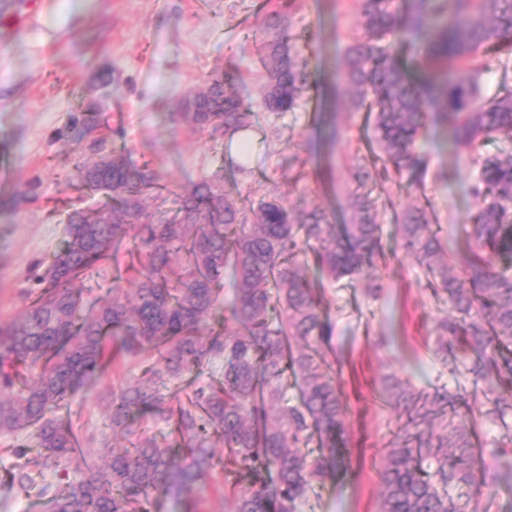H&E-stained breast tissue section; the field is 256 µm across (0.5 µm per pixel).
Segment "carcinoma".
Instances as JSON below:
<instances>
[{
    "instance_id": "carcinoma-1",
    "label": "carcinoma",
    "mask_w": 512,
    "mask_h": 512,
    "mask_svg": "<svg viewBox=\"0 0 512 512\" xmlns=\"http://www.w3.org/2000/svg\"><path fill=\"white\" fill-rule=\"evenodd\" d=\"M360 36L347 48L344 81L352 105L368 107L371 142L382 170L358 164L349 206L352 223H330L325 212L300 209L294 223L279 198L250 199L221 172L190 188L163 184L157 173L118 152L76 166L77 177L112 206L68 214V240L38 275L21 316L0 325V432L34 430L36 447L13 449L7 483L44 496L45 472L89 466L71 427L47 417L82 384L98 375L107 350L139 357L157 352L137 383L112 397L109 419L127 446L77 486L54 493L49 512H138L152 493L206 485L219 465L212 442L224 443L250 492L231 512H300L315 486L346 468L340 373L325 352L335 325L323 313L299 258L311 250L333 281L352 278L389 259L373 189L408 173L421 190L428 164L418 141L428 123L450 125L460 153L488 138L512 142V91L489 101L478 92L482 53L512 66V0H356ZM410 51L420 72L391 52ZM264 106L284 112L300 105L312 86L308 62L285 59L276 43L260 44ZM234 72L212 71L184 99L180 119L212 136L233 138L251 127V112L233 92ZM471 193L474 247L457 258L431 228L424 207L401 209L398 234L405 256L443 292L455 314L438 326L432 354L453 361L457 389L415 392L401 384L383 393L405 423L390 443L381 471V512H485L475 460L478 427L508 426L512 418V154L475 156ZM153 202L148 208L147 201ZM138 264L113 280L109 301L89 314L74 282L101 262H117L128 243ZM136 281L134 301L121 288ZM232 295L223 301L224 283ZM224 321H214L219 309ZM238 326L228 329L227 322ZM305 342L302 347L292 342ZM220 360L224 379L195 389L174 408L171 385ZM300 390L288 401V380ZM482 397L489 408L475 411ZM173 423L179 447L163 448L143 422ZM318 438L322 452L305 451ZM462 485L474 493L462 499Z\"/></svg>"
}]
</instances>
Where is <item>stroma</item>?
Returning a JSON list of instances; mask_svg holds the SVG:
<instances>
[{
	"mask_svg": "<svg viewBox=\"0 0 512 512\" xmlns=\"http://www.w3.org/2000/svg\"><path fill=\"white\" fill-rule=\"evenodd\" d=\"M267 10L265 0H36L17 35L14 18L0 13V162L11 166L10 177L0 179V320L23 312L27 290L65 244L67 214L89 195L75 177L76 165L118 150L185 187L219 169L226 140L176 119L183 100L216 69L238 73L236 92L253 113L249 149L230 173L243 193L275 194L285 204L325 211L331 223H348L353 170L378 162L366 138V112L338 92L345 51L360 34L356 4L295 0L284 9L282 50L302 53L315 83L290 112L263 106L256 47L266 36ZM79 118L94 132L78 137ZM419 149L429 161L424 190L405 181L378 199L383 242L394 254L364 271L380 282L379 292L331 281L311 264L303 268L335 324L349 467L310 491L301 512H379L380 470L399 425L379 393L395 382L426 391L456 388L453 367L429 352L452 305L434 293L412 259L398 256L393 205L425 206L450 253L463 254L473 243V171L449 144L446 127L428 125ZM143 368L139 359L108 368L56 409L55 418L95 453L112 448L108 405ZM480 447L482 501L488 512H512V430L484 424ZM247 489L246 481L216 470L198 493L201 508L228 512L226 498Z\"/></svg>",
	"mask_w": 512,
	"mask_h": 512,
	"instance_id": "obj_1",
	"label": "stroma"
}]
</instances>
